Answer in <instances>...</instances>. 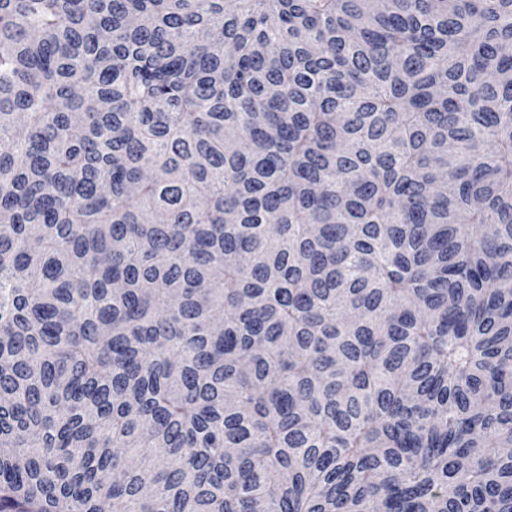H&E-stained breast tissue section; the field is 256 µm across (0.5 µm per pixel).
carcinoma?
Here are the masks:
<instances>
[{
    "mask_svg": "<svg viewBox=\"0 0 512 512\" xmlns=\"http://www.w3.org/2000/svg\"><path fill=\"white\" fill-rule=\"evenodd\" d=\"M0 512H512V0H0Z\"/></svg>",
    "mask_w": 512,
    "mask_h": 512,
    "instance_id": "cac0c4a2",
    "label": "carcinoma"
}]
</instances>
